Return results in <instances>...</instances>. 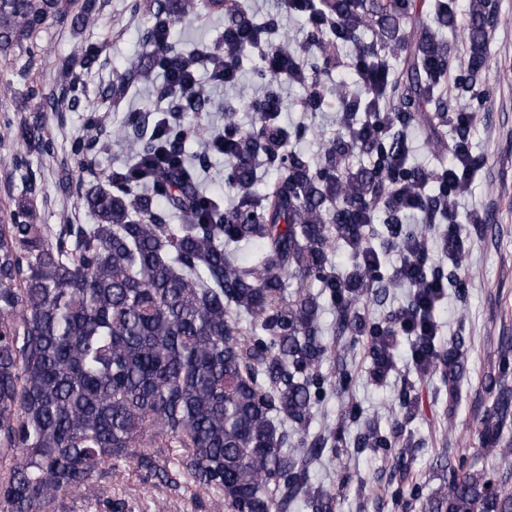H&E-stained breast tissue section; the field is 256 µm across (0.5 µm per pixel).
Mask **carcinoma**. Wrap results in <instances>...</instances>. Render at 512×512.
Wrapping results in <instances>:
<instances>
[{
  "label": "carcinoma",
  "instance_id": "obj_1",
  "mask_svg": "<svg viewBox=\"0 0 512 512\" xmlns=\"http://www.w3.org/2000/svg\"><path fill=\"white\" fill-rule=\"evenodd\" d=\"M142 32L152 66L181 69L188 53L171 38L176 13L191 16L206 7L226 13L224 41L237 45L229 73L238 76L245 48L271 58L275 21H254L246 11L224 9V0H154ZM308 15L325 68L336 65L339 47L356 44L367 18L380 15L379 45L352 60L361 77L385 64L376 92L348 95L345 82L309 95L310 111L335 102L360 126L367 112H388L382 133L360 140L344 132L317 158L288 150L302 126L281 121L270 92L252 103L255 127L244 131L224 121L213 153L224 156L236 199L226 208L202 194L193 171L209 155L185 152V115L210 111L205 92L185 93L166 80L161 99L175 98L174 121L126 140L130 164L112 173L109 185L95 180L82 196L93 224H64L56 233L39 223L33 201L35 177L0 219V512H60L74 493L96 496L100 483L129 463L169 490L191 487L224 506V512H332L334 494L311 479L324 455H339V433L329 425L310 434L313 410L328 386L348 385L321 371L333 354L320 335L325 296L336 305L334 242L357 253L352 221L385 224L387 238L406 234L393 204V190L420 169L390 160L404 149L394 122L413 116L436 129L448 115L444 77L448 55L441 34L455 25L446 0H434L432 26L415 41L397 32L411 0H285ZM489 0L471 9L469 69L482 66ZM97 0H0V53L31 51L48 21L75 31L95 24ZM103 48L77 47L73 64L90 70ZM65 68L59 91L42 96L41 111L77 109L81 99ZM17 134L44 154L54 150L38 116ZM94 140L78 138L72 152L79 169L95 176ZM359 150L369 166L341 165ZM276 173L265 190H253L257 168ZM181 224L169 223L170 212ZM448 211L441 193L426 195L421 220ZM345 277L357 300L370 282L382 291L400 286L380 269L356 262ZM297 288L288 291V279ZM319 284L314 293L310 284ZM343 333L365 334L370 325L343 304ZM372 369L387 374L378 343L370 342ZM464 355L443 356L444 378L454 392ZM496 423L479 437V453L491 466L475 470L464 460L447 466L440 486L424 496L419 512H512V492L496 477L512 467V440L502 434L512 422V388L495 382ZM359 448H390L378 428L365 424Z\"/></svg>",
  "mask_w": 512,
  "mask_h": 512
}]
</instances>
